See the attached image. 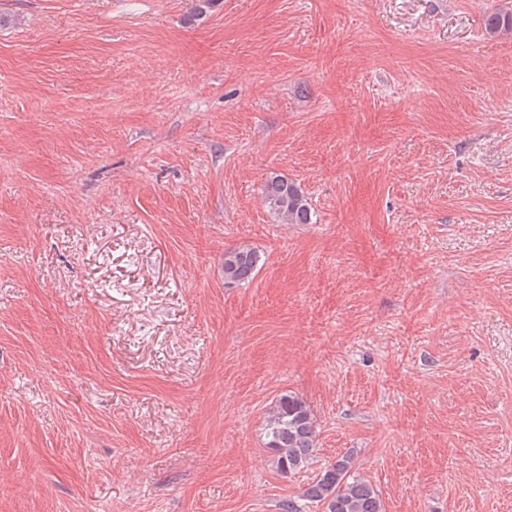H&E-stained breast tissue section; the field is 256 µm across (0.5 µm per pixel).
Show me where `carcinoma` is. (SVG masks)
Wrapping results in <instances>:
<instances>
[{"label":"carcinoma","instance_id":"obj_1","mask_svg":"<svg viewBox=\"0 0 512 512\" xmlns=\"http://www.w3.org/2000/svg\"><path fill=\"white\" fill-rule=\"evenodd\" d=\"M492 33L512 35V9L491 13L485 22ZM264 201L282 224H309L312 211L299 186L272 173L263 186ZM260 262L257 250L239 245L224 251V283L250 282ZM264 436L266 448L274 454L277 470L292 476L309 467L316 452V424L313 415L297 395L284 393L269 410ZM353 458L344 454L329 462L307 483L301 498L323 505L324 512H384L378 491L371 482L352 473Z\"/></svg>","mask_w":512,"mask_h":512}]
</instances>
